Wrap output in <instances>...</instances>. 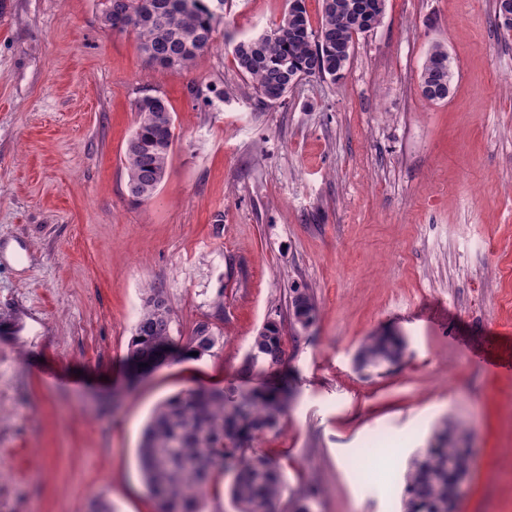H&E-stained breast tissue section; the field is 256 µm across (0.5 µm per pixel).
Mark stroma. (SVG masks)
I'll list each match as a JSON object with an SVG mask.
<instances>
[{"mask_svg": "<svg viewBox=\"0 0 512 512\" xmlns=\"http://www.w3.org/2000/svg\"><path fill=\"white\" fill-rule=\"evenodd\" d=\"M494 3L387 0L342 80L262 106L232 46L287 0H229L217 48L167 73L104 0H0V512H159L138 461L155 406L285 379L282 427L253 446L315 483L313 512H402L411 458L452 427L471 451L457 512H512V374L476 359L512 357V38ZM436 43L457 65L438 103L419 88ZM147 94L178 139L137 204L124 151ZM151 288L177 339L211 321L218 342L133 385ZM296 288L315 325L245 370ZM373 334L403 341L399 363L360 366ZM284 344L281 322L267 321L253 338L245 367L252 370L259 365L278 366L284 356Z\"/></svg>", "mask_w": 512, "mask_h": 512, "instance_id": "obj_1", "label": "stroma"}]
</instances>
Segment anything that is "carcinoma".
I'll use <instances>...</instances> for the list:
<instances>
[{"label":"carcinoma","mask_w":512,"mask_h":512,"mask_svg":"<svg viewBox=\"0 0 512 512\" xmlns=\"http://www.w3.org/2000/svg\"><path fill=\"white\" fill-rule=\"evenodd\" d=\"M209 0H106L104 22L118 32L136 35L141 52L157 71L189 69L215 44L224 15L210 13ZM385 0H322L321 23L313 28L304 0H288V8L272 28L232 48L243 77L263 105L281 104L295 87L292 75H312L333 82L344 78L355 37L379 27ZM454 66L447 49L432 46L423 65L420 89L431 102L448 98ZM135 129L125 148L126 188L135 202L154 197L163 183L177 140L174 113L160 96L146 95L134 105ZM301 309L305 321L294 320L297 332L316 321L312 295L296 288L290 311ZM172 310L162 292L151 289L135 325L127 361L136 373L153 370L179 353L211 355L218 340L210 323L198 325L181 345L172 336ZM281 323L266 322L254 336L245 367H274L284 356ZM402 342L373 335L362 344V366L398 361ZM292 387L237 391L229 388L188 389L160 403L144 430L139 448L143 479L150 494L166 504L165 512H205V486L231 474L228 497L233 512H310L311 486L288 488L280 466L254 451L253 442L278 426ZM470 457L448 440L444 448H427L415 457L406 476L404 512H455V481L470 474Z\"/></svg>","instance_id":"obj_1"}]
</instances>
